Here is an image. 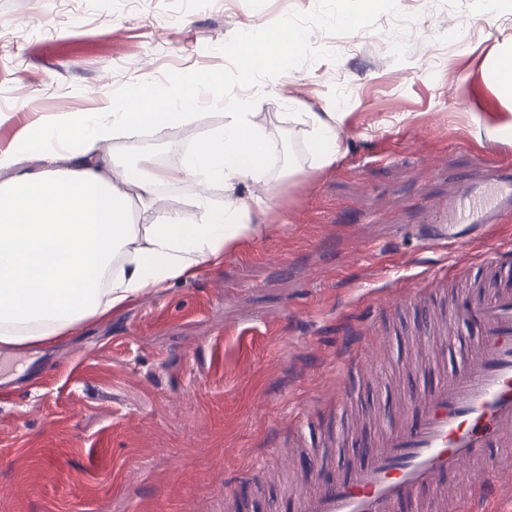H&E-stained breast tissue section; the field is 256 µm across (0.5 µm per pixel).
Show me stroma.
I'll return each mask as SVG.
<instances>
[{
	"label": "stroma",
	"mask_w": 512,
	"mask_h": 512,
	"mask_svg": "<svg viewBox=\"0 0 512 512\" xmlns=\"http://www.w3.org/2000/svg\"><path fill=\"white\" fill-rule=\"evenodd\" d=\"M402 0H0V110L87 112L107 87H166L201 74L226 97L249 91L250 111L284 143L267 231L215 267L82 322L69 336L0 349V512H294L315 490L310 460L344 471L388 425L404 393L434 388L453 362L421 361L417 337L433 309L461 306L434 272L479 276L488 256L512 289V223L459 247L424 249L420 227L447 203L455 178L512 165V141L488 129L503 105L483 76L512 39V0H434L405 55H346L302 40L282 65L248 64L249 48L282 27L330 29L340 15L371 31ZM447 45L452 86L432 78L423 39ZM253 69V77L242 72ZM338 112L335 162L310 166L287 114ZM185 138L145 136L111 147L121 163L150 154L177 166ZM355 348L357 392L344 406L340 356ZM306 419L298 428V419ZM481 478L461 482L448 512H512Z\"/></svg>",
	"instance_id": "obj_1"
}]
</instances>
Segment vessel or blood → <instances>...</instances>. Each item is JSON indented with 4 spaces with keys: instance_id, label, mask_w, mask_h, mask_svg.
Segmentation results:
<instances>
[{
    "instance_id": "vessel-or-blood-1",
    "label": "vessel or blood",
    "mask_w": 512,
    "mask_h": 512,
    "mask_svg": "<svg viewBox=\"0 0 512 512\" xmlns=\"http://www.w3.org/2000/svg\"><path fill=\"white\" fill-rule=\"evenodd\" d=\"M511 223L509 168L465 179L422 240L428 248L462 246L483 236L488 225ZM467 306L479 317L482 338L430 396L410 398L416 424L384 433L359 466L300 495L296 512H397L404 500L473 463L486 493H496V468L485 463L482 450L492 443L512 447V292L472 297Z\"/></svg>"
}]
</instances>
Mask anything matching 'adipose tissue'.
Segmentation results:
<instances>
[{
  "label": "adipose tissue",
  "mask_w": 512,
  "mask_h": 512,
  "mask_svg": "<svg viewBox=\"0 0 512 512\" xmlns=\"http://www.w3.org/2000/svg\"><path fill=\"white\" fill-rule=\"evenodd\" d=\"M489 79L505 110L493 136L512 138V44L497 50ZM218 78L159 88L145 83L121 104L102 92L90 112H29L15 136L0 141V345L23 347L69 332L86 318L158 292L218 265L237 242L261 235L277 194L269 157L277 144L242 99H225ZM224 107V124L210 126L197 111L199 92ZM311 147L312 168L335 162L342 149L336 112H292ZM196 128L180 168L150 156L117 163L106 148L150 132L175 138ZM43 162L28 166L31 155ZM180 181L218 185L220 200L198 197L199 219L169 209L156 214L159 188ZM249 185L247 195L237 191ZM153 213L147 224L133 212Z\"/></svg>",
  "instance_id": "1"
}]
</instances>
